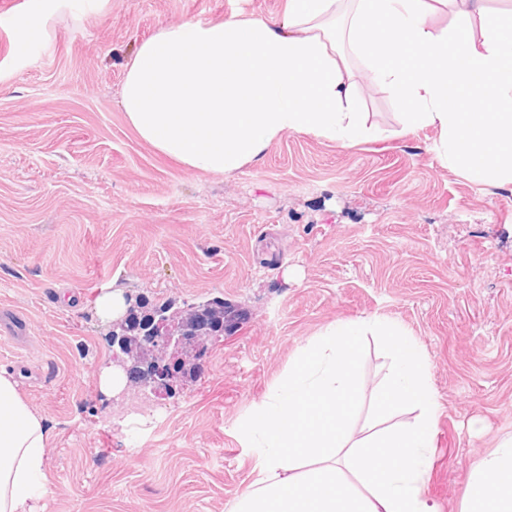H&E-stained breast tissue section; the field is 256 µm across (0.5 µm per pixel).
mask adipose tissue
<instances>
[{
    "mask_svg": "<svg viewBox=\"0 0 512 512\" xmlns=\"http://www.w3.org/2000/svg\"><path fill=\"white\" fill-rule=\"evenodd\" d=\"M451 23L437 28L435 15ZM387 89L407 126H435L443 167L512 186V17L482 0H288L281 20L239 14L159 28L137 47L120 106L139 137L201 172L232 174L282 133L350 147L377 138L360 112L347 52ZM380 337L391 372L377 416L407 423L354 437L359 344ZM441 405L417 341L395 320L324 327L246 423L262 452L232 512H435L426 490ZM41 415L0 370V512H37L48 491ZM466 512H512V438L476 461Z\"/></svg>",
    "mask_w": 512,
    "mask_h": 512,
    "instance_id": "1",
    "label": "adipose tissue"
}]
</instances>
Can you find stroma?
<instances>
[{
  "label": "stroma",
  "mask_w": 512,
  "mask_h": 512,
  "mask_svg": "<svg viewBox=\"0 0 512 512\" xmlns=\"http://www.w3.org/2000/svg\"><path fill=\"white\" fill-rule=\"evenodd\" d=\"M287 0H0V18L45 30L0 49V335L43 416V512H230L260 450L240 432L327 324L399 322L442 405L427 474L437 512H462L471 465L512 437V192L443 167L438 128H404L390 93L352 59L377 141L352 148L280 135L232 174L192 171L141 140L119 105L137 45L183 20L282 18ZM109 289L156 303L221 298L244 314L199 376L158 397L103 394ZM390 366L360 342L371 395Z\"/></svg>",
  "instance_id": "obj_1"
}]
</instances>
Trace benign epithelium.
I'll use <instances>...</instances> for the list:
<instances>
[{"label": "benign epithelium", "mask_w": 512, "mask_h": 512, "mask_svg": "<svg viewBox=\"0 0 512 512\" xmlns=\"http://www.w3.org/2000/svg\"><path fill=\"white\" fill-rule=\"evenodd\" d=\"M233 333L232 327H220L206 336H192L177 318V312L156 311L142 336V348L146 353L143 363L145 375L140 378L132 371L124 336L120 334L112 337V367L125 386L136 384L156 395H163L175 383L200 373L201 353L208 349L209 343Z\"/></svg>", "instance_id": "1"}]
</instances>
